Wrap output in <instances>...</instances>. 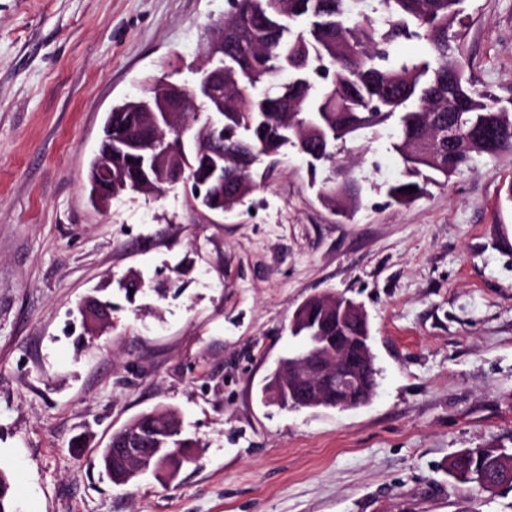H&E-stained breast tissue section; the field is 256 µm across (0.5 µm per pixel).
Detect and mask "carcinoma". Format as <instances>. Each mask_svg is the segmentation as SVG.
<instances>
[{
    "instance_id": "1",
    "label": "carcinoma",
    "mask_w": 512,
    "mask_h": 512,
    "mask_svg": "<svg viewBox=\"0 0 512 512\" xmlns=\"http://www.w3.org/2000/svg\"><path fill=\"white\" fill-rule=\"evenodd\" d=\"M464 0H232L224 16V72L203 74L209 93L193 108L199 138L189 150L174 151L175 132L167 110L180 90L165 88V77L151 80L140 97L109 111L98 155L112 154V189L102 187L92 160L90 191L105 195L136 192L149 183L159 193L169 185L153 168L163 157L170 176L202 184L207 195L193 203L208 211L243 203L255 186L254 165L290 144L312 169L328 166L319 196L346 212L362 203L357 168L363 152L352 144L366 132L395 120L389 150L400 177L388 187L390 203L407 206L427 194L438 177L449 179L482 156L512 153V112L489 88H475L465 65ZM310 29L296 32L301 17ZM421 43V52L404 56V41ZM263 85L266 90L256 95ZM220 122L208 126L212 113ZM224 167V181L209 168ZM413 186L416 191L409 192ZM321 295L298 306L291 333L313 354L323 337L367 341L370 325L343 316ZM163 447L177 451L181 464L193 460L196 442L164 435ZM101 450L110 479L139 477L117 455L122 437ZM503 448L489 446L457 454L448 466L458 483L484 491L508 488ZM0 512H18L14 473L0 466Z\"/></svg>"
}]
</instances>
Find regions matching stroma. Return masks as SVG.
<instances>
[{
	"instance_id": "1",
	"label": "stroma",
	"mask_w": 512,
	"mask_h": 512,
	"mask_svg": "<svg viewBox=\"0 0 512 512\" xmlns=\"http://www.w3.org/2000/svg\"><path fill=\"white\" fill-rule=\"evenodd\" d=\"M229 7L0 0V463L20 512H512V490L448 474L463 450L512 452V153L396 206L381 128L349 219L290 147L224 214L180 185L91 200L109 110L155 77L192 86ZM466 8L467 72L512 104V0ZM129 273L144 283L131 300ZM328 293L368 313L377 392L281 409L264 381L300 345L294 309ZM91 297L112 303L98 336L78 312ZM157 406L179 412L193 462L114 485L99 448Z\"/></svg>"
}]
</instances>
